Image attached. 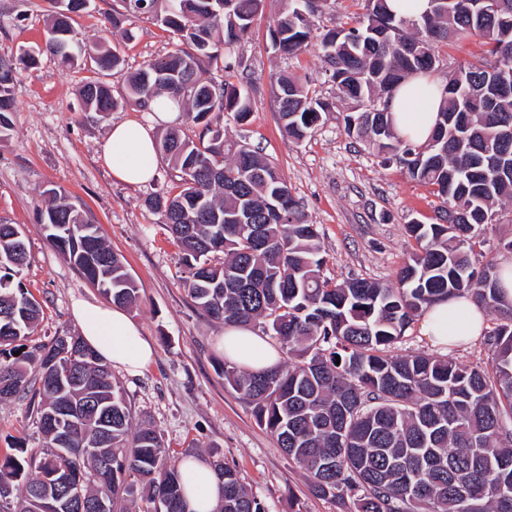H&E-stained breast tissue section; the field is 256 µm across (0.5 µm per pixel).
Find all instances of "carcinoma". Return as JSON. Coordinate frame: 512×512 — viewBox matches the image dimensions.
<instances>
[{"instance_id": "1", "label": "carcinoma", "mask_w": 512, "mask_h": 512, "mask_svg": "<svg viewBox=\"0 0 512 512\" xmlns=\"http://www.w3.org/2000/svg\"><path fill=\"white\" fill-rule=\"evenodd\" d=\"M109 22L161 23L181 46L125 76L128 101L148 108L161 94L200 127L197 138L167 131L157 152L180 178V191L156 194L146 206L164 218L182 252L184 285L200 310L224 325H242L274 339L291 360L253 371L224 360V383L251 409L259 426L306 473L310 493L346 512H512V299L499 285L494 259L475 260L486 226L512 200V77L504 85L500 56L512 53V0H430L418 19L396 17L387 0H365V12L321 38L334 100L297 77L276 78L278 115L288 137L301 141L334 109L348 135L366 143L408 176L435 188L440 224L410 221L417 244L384 285L364 278L336 283L323 276L317 225L257 148L229 142L219 117L243 121L252 111L241 85L219 82L243 66L236 48L251 34L264 0H121ZM336 0H282L272 25L274 52L308 46L322 7ZM46 47L72 66L85 57L122 74L116 48L85 43L70 14L75 0H55ZM475 39L477 59L445 75L430 138L398 137L389 102L415 74H439V48ZM36 64L24 52L0 59V138L15 111L12 84ZM85 110L106 116L116 102L102 83L82 89ZM52 247L112 304L127 307L139 288L99 227L71 203L39 210ZM23 231L0 220V401L40 382L37 414L43 455L0 459V487L20 495L0 512H48L47 474L67 476L87 500L107 496L112 512H184L182 473L160 434L132 426L124 390L109 366L79 336H58L28 350L40 305L25 288ZM469 297L499 314L487 335L490 367L389 349L415 317L435 302ZM20 355H15V352ZM67 440L51 423L68 426ZM58 448L70 452L61 456ZM108 461L112 477L98 478ZM223 495L216 512H266L236 468L218 463Z\"/></svg>"}]
</instances>
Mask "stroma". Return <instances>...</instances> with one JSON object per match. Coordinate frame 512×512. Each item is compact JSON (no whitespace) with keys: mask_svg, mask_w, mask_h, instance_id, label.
I'll return each mask as SVG.
<instances>
[{"mask_svg":"<svg viewBox=\"0 0 512 512\" xmlns=\"http://www.w3.org/2000/svg\"><path fill=\"white\" fill-rule=\"evenodd\" d=\"M119 7L120 0H90L74 15L72 26L83 41L103 37L117 47L129 73L143 61L175 49L173 34L150 19L134 21L126 30L110 28L106 17ZM279 8V0H266L250 38L238 49L246 65L252 112L243 122L225 120L224 132L228 139L263 149L293 194L303 200L309 222L320 232L327 278L393 283L416 248L406 233L407 222L436 221L440 200L433 188L411 180L397 164H382L347 135L338 113H327L304 140L288 138L273 94L274 77L287 73L306 79L321 96H328L321 33L364 13L365 0H337L334 10L323 15L319 30L313 31L308 47L289 57L269 47V25ZM53 9L52 0H0V57L27 51L37 58L35 67L22 71L12 85L17 110L11 115L8 137L0 141V218L24 230L28 265L23 282L43 309L32 345L78 335L70 313L72 301L103 299L57 254L37 222V211L45 204L42 192L53 188L98 224L139 285V301L128 314L154 346L156 358L134 376L113 372L124 388L134 424H149L159 431L173 458L194 456L235 466L266 512H340L335 502L310 493L303 470L224 385V353L218 347L224 325L188 297L181 253L162 216L144 205L150 195L177 193L175 171L157 162L154 178L132 187L116 181L103 161L114 123L135 120L153 125L158 134L163 125L152 124L146 109L124 104L125 85L111 72L90 61L66 68L45 52ZM89 82L108 85L119 102L106 118L84 110L80 90ZM391 352L435 357L445 353L481 367L491 361L485 339L444 352L414 326ZM42 443L31 400L0 402V458L21 449L41 453Z\"/></svg>","mask_w":512,"mask_h":512,"instance_id":"obj_1","label":"stroma"}]
</instances>
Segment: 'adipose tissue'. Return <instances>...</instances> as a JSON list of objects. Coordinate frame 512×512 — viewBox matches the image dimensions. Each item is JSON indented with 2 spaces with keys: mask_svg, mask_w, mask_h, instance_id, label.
Listing matches in <instances>:
<instances>
[{
  "mask_svg": "<svg viewBox=\"0 0 512 512\" xmlns=\"http://www.w3.org/2000/svg\"><path fill=\"white\" fill-rule=\"evenodd\" d=\"M438 83L423 76L408 79L390 103L398 136L420 144L431 134L436 120ZM155 140L152 130L135 121L113 124L106 144L105 160L113 177L129 185L149 182L155 174ZM72 317L83 341L113 367L139 374L152 361L154 349L124 308L86 299L72 303ZM484 310L468 298L438 302L423 312L420 331L437 348L447 349L480 336ZM222 347L226 358L251 370L277 365L280 354L265 337L245 327L224 330ZM186 512H215L222 495L213 470L202 460L188 457L181 462Z\"/></svg>",
  "mask_w": 512,
  "mask_h": 512,
  "instance_id": "ef3b65f1",
  "label": "adipose tissue"
}]
</instances>
